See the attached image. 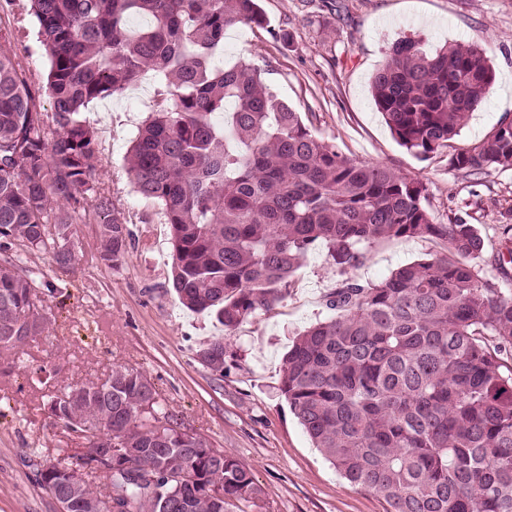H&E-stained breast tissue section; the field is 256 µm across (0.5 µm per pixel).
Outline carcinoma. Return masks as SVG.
I'll return each mask as SVG.
<instances>
[{
    "label": "carcinoma",
    "mask_w": 512,
    "mask_h": 512,
    "mask_svg": "<svg viewBox=\"0 0 512 512\" xmlns=\"http://www.w3.org/2000/svg\"><path fill=\"white\" fill-rule=\"evenodd\" d=\"M48 60L37 105L15 54L0 51V348L15 351L49 329L41 282L22 256L49 255L70 273L67 247L84 203L103 216L98 258L117 266L132 231L99 190L98 135L82 112L151 72L165 90L132 142L127 171L166 218L172 288L195 312L214 311L225 338L270 312L319 246L346 268L393 239L440 240L446 252L379 282L346 277L327 295L334 316L298 335L278 390L339 474L387 512H512V289L484 264L485 241L461 214L436 222L420 180L344 156L279 100L261 68H224V31L265 27L257 0H28ZM133 15L149 18L132 30ZM492 64L474 44L428 55L395 42L372 79L378 110L421 159L448 151L449 168L482 177L512 169V120L467 148L453 140L486 102ZM235 105L231 123L212 116ZM224 374L227 343L200 350ZM47 416L91 442L105 430L112 460L70 462L97 471L71 512H245L262 487L233 454L169 421L147 373L112 369L100 385L47 395ZM52 499L70 489L66 465L34 464Z\"/></svg>",
    "instance_id": "obj_1"
}]
</instances>
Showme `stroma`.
Wrapping results in <instances>:
<instances>
[{"label": "stroma", "instance_id": "stroma-1", "mask_svg": "<svg viewBox=\"0 0 512 512\" xmlns=\"http://www.w3.org/2000/svg\"><path fill=\"white\" fill-rule=\"evenodd\" d=\"M260 7L267 27L239 24L226 31L225 66L259 64L265 85L300 112L312 132L351 159L419 179L436 220L468 213L489 252L506 249L512 169L475 181L449 169L446 158L418 159L391 135L370 84L398 39H418L429 53L455 41L477 43L492 62L494 85L454 140L458 147L476 143L501 118L512 119V0H260ZM11 50L41 111H50L41 91L43 48L31 36ZM159 88L147 73L84 112L99 131V186L134 234L121 263L109 268L97 260L100 218L91 208L77 224L80 261L66 280H57L48 255L24 261L55 291L46 298L51 325L26 346V368L13 367V351L0 349V512H55L29 461L63 459L82 442L47 417L44 396L68 384L105 382L118 365L146 371L173 422L250 469L264 495L248 512H386L382 498L339 475L277 390L282 358L297 333L331 315L325 300L340 270L322 248L307 254L272 311L248 318L227 337L223 374L198 360L197 351L225 337L224 329L214 316L180 304L171 287L169 228L126 172L130 142L155 110ZM444 249L443 242L414 238L381 242L351 274L377 282Z\"/></svg>", "mask_w": 512, "mask_h": 512}]
</instances>
